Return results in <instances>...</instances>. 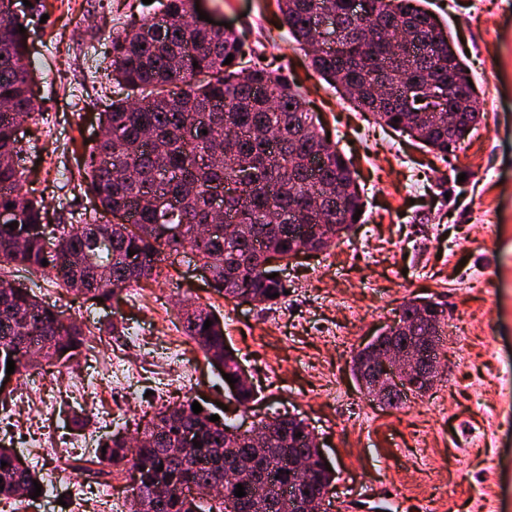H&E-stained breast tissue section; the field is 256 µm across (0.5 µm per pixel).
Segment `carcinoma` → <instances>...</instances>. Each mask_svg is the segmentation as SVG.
<instances>
[{
  "instance_id": "1",
  "label": "carcinoma",
  "mask_w": 512,
  "mask_h": 512,
  "mask_svg": "<svg viewBox=\"0 0 512 512\" xmlns=\"http://www.w3.org/2000/svg\"><path fill=\"white\" fill-rule=\"evenodd\" d=\"M157 2V12L112 38L111 76L126 96L100 113L106 137L91 147L88 163L94 207L45 239L46 207L23 190L26 172L18 163L22 126L37 111L26 86V37L12 0H0V213L8 215L0 223V265L46 270L59 287L106 303L131 283L153 278L161 255L188 248L224 298L260 296L272 307L285 297L286 284L282 267L267 263L264 252L288 261L335 245L364 209L362 196L349 191L355 172L320 135L301 94L260 63L245 62L254 50L244 34L187 26L195 0ZM369 4V26L386 35L367 36L344 0H276L289 35L322 79L381 126L401 133L415 127L426 148L448 156L484 119L451 34L426 0ZM322 16L333 17L338 32L329 50L316 47ZM217 198L235 228L200 239L195 226L210 223ZM13 221L18 225L7 227ZM82 252L96 260L77 264L73 258ZM430 305L440 315L416 300L404 304L405 329L391 330L372 353L430 336L425 361L439 359L446 314L441 304ZM178 316L206 359L238 378L239 361L220 319L194 303ZM207 320L213 325L205 330ZM90 335L87 325L63 318L32 289L0 287V365L12 359L14 373L69 362L90 349ZM31 345L45 349L43 356L30 355ZM351 363L360 388L372 394L364 350ZM408 391L425 392L413 368L406 390L380 402L397 408ZM193 402L161 406L138 444L118 431L104 443L106 451L73 470L100 478L129 467L131 495L142 498V512H296L294 499L304 497L322 509L335 474L318 465L304 420L278 414L259 421L265 439H232L233 424L210 421L213 412L205 407L193 413ZM299 455L312 460L301 475L288 467ZM1 461L7 465L0 466V498L24 499L34 494L33 482L45 485L38 471L16 464V449L1 446ZM244 466L253 481L242 483L246 495L238 498L224 476Z\"/></svg>"
}]
</instances>
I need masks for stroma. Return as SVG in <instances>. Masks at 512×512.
<instances>
[{
  "instance_id": "35a3bbf8",
  "label": "stroma",
  "mask_w": 512,
  "mask_h": 512,
  "mask_svg": "<svg viewBox=\"0 0 512 512\" xmlns=\"http://www.w3.org/2000/svg\"><path fill=\"white\" fill-rule=\"evenodd\" d=\"M31 3L24 22L38 110L25 124L21 163L50 223L68 224L90 201L60 187L56 168L77 172V150L96 140L113 91L106 77L112 37L147 6ZM196 3L213 21L246 33L265 65L299 88L354 163L366 199L363 221L329 251L288 264V294L272 307L224 298L189 252L164 265L157 280L106 304L5 268L1 279L35 289L64 317L116 334L110 351L78 357L43 383L13 381L0 402V444L58 447L70 465L92 457L81 439L102 441L112 430L100 424L101 399L67 384L88 366L128 433L142 429L167 375L150 354L169 340L192 360L183 396L210 408L224 404V419L245 427L276 412L308 423L336 471L331 512H512V0H429L463 54L484 114L445 159L384 131L314 73L274 0ZM77 83L80 108L69 98ZM187 298L223 320L226 342L256 389L249 407L231 398L221 372L183 335L177 308ZM415 298L446 310L440 378L404 407L388 408L360 391L350 358ZM136 329L143 339L133 345L128 333ZM116 357L140 374L136 399L112 383Z\"/></svg>"
}]
</instances>
